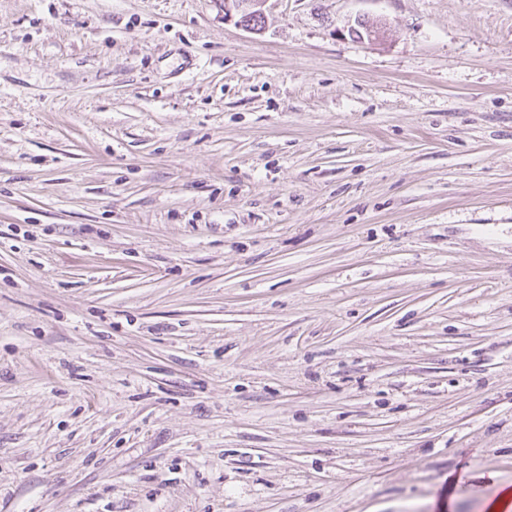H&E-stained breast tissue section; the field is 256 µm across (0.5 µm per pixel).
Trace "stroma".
Segmentation results:
<instances>
[{
    "mask_svg": "<svg viewBox=\"0 0 512 512\" xmlns=\"http://www.w3.org/2000/svg\"><path fill=\"white\" fill-rule=\"evenodd\" d=\"M266 12L0 0V512L512 485V0Z\"/></svg>",
    "mask_w": 512,
    "mask_h": 512,
    "instance_id": "stroma-1",
    "label": "stroma"
}]
</instances>
